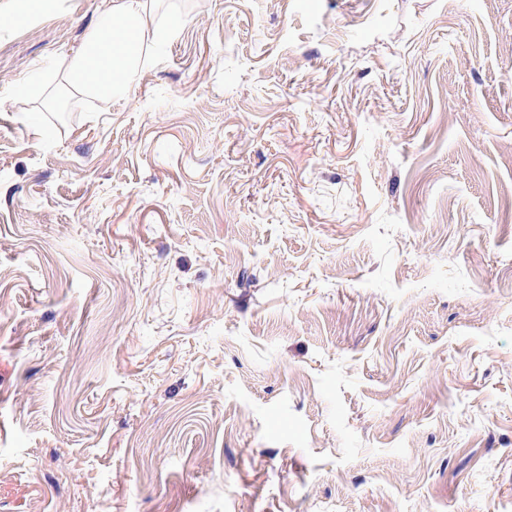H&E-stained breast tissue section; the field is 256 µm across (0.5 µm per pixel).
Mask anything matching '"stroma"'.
<instances>
[{"label": "stroma", "instance_id": "1", "mask_svg": "<svg viewBox=\"0 0 512 512\" xmlns=\"http://www.w3.org/2000/svg\"><path fill=\"white\" fill-rule=\"evenodd\" d=\"M15 4L0 512H512V0ZM156 0H107L99 24L64 64L63 82L70 95H93L105 101L124 98L145 61Z\"/></svg>", "mask_w": 512, "mask_h": 512}]
</instances>
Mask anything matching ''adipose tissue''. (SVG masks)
Wrapping results in <instances>:
<instances>
[{"mask_svg":"<svg viewBox=\"0 0 512 512\" xmlns=\"http://www.w3.org/2000/svg\"><path fill=\"white\" fill-rule=\"evenodd\" d=\"M154 0H106L99 24L64 64L63 82L72 95L109 101L125 97L145 61Z\"/></svg>","mask_w":512,"mask_h":512,"instance_id":"obj_1","label":"adipose tissue"}]
</instances>
